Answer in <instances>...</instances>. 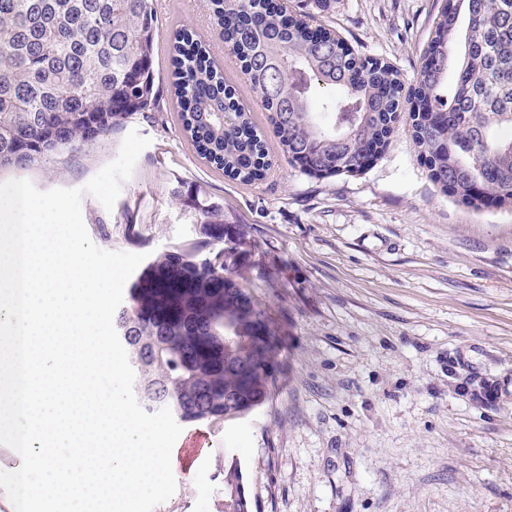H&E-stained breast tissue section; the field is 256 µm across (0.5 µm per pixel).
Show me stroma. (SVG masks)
Masks as SVG:
<instances>
[{
	"label": "stroma",
	"mask_w": 512,
	"mask_h": 512,
	"mask_svg": "<svg viewBox=\"0 0 512 512\" xmlns=\"http://www.w3.org/2000/svg\"><path fill=\"white\" fill-rule=\"evenodd\" d=\"M441 0H336L331 21L362 53L414 79ZM161 33L194 27L243 83L207 0H168ZM161 68V110L47 166L0 173L42 191L84 186L131 130L150 138L113 209L83 196L107 251L156 255L199 238L184 195L249 228L247 285L282 334L269 402L231 421L184 424L207 437L155 512H218L225 452L258 512H512V211L476 212L430 181L398 135L366 173L316 180L274 154L244 185L207 166L183 136Z\"/></svg>",
	"instance_id": "35a3bbf8"
}]
</instances>
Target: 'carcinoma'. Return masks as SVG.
<instances>
[{"label":"carcinoma","mask_w":512,"mask_h":512,"mask_svg":"<svg viewBox=\"0 0 512 512\" xmlns=\"http://www.w3.org/2000/svg\"><path fill=\"white\" fill-rule=\"evenodd\" d=\"M208 2L294 170L359 176L404 129L443 194L477 212L512 209V0H444L411 84L326 24L336 0H313V14L281 0ZM158 36L154 0H0V171L79 151L155 109ZM166 54L199 156L242 184L264 180L270 145L210 46L184 26ZM202 216L201 239L152 257L114 315L139 404L183 423L241 418L275 386L279 329L244 285L247 227L215 205ZM222 474L218 512H254L228 451Z\"/></svg>","instance_id":"cac0c4a2"}]
</instances>
